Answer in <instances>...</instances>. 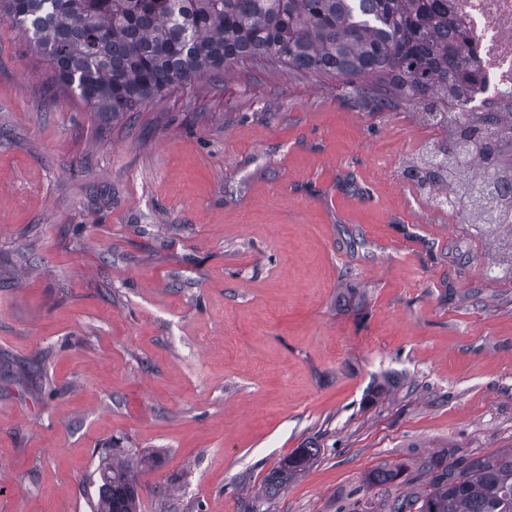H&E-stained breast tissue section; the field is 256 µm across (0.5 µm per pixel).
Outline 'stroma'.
<instances>
[{"mask_svg": "<svg viewBox=\"0 0 512 512\" xmlns=\"http://www.w3.org/2000/svg\"><path fill=\"white\" fill-rule=\"evenodd\" d=\"M345 83L235 66L115 120L0 22V512H90L109 446L140 512H381L512 448V281L403 176L439 130ZM313 448L315 447H304L301 452L288 456V460L283 465H281L277 470H274L272 472L270 478L272 486H280L287 476L289 479L290 475L293 472L305 467L308 464V462L312 460L313 456L317 451L316 449Z\"/></svg>", "mask_w": 512, "mask_h": 512, "instance_id": "obj_1", "label": "stroma"}]
</instances>
